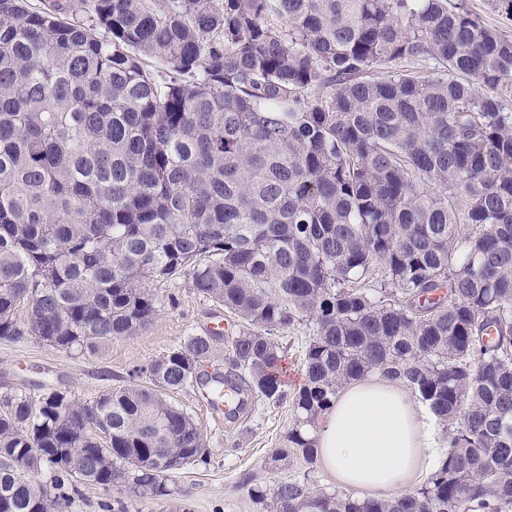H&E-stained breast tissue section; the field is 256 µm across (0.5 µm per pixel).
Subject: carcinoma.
<instances>
[{
    "label": "carcinoma",
    "instance_id": "carcinoma-1",
    "mask_svg": "<svg viewBox=\"0 0 512 512\" xmlns=\"http://www.w3.org/2000/svg\"><path fill=\"white\" fill-rule=\"evenodd\" d=\"M180 276L242 322L217 376L236 418L285 396L273 331L313 323L274 462H314L371 374L442 425L404 495L288 479L249 489L264 512H512V39L452 0H0V338L96 357ZM216 341L93 400H1L0 512H60L33 465L108 490L138 461L139 494L170 495L207 448L166 394Z\"/></svg>",
    "mask_w": 512,
    "mask_h": 512
}]
</instances>
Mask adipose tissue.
<instances>
[{
  "mask_svg": "<svg viewBox=\"0 0 512 512\" xmlns=\"http://www.w3.org/2000/svg\"><path fill=\"white\" fill-rule=\"evenodd\" d=\"M337 483L384 499L412 490L434 448L429 417L395 382L369 376L342 390L315 432Z\"/></svg>",
  "mask_w": 512,
  "mask_h": 512,
  "instance_id": "1",
  "label": "adipose tissue"
}]
</instances>
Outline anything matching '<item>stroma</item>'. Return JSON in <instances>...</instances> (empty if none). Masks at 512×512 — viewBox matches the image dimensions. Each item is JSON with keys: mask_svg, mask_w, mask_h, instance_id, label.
<instances>
[{"mask_svg": "<svg viewBox=\"0 0 512 512\" xmlns=\"http://www.w3.org/2000/svg\"><path fill=\"white\" fill-rule=\"evenodd\" d=\"M155 293L157 313L150 324L136 336L114 340L96 358H78L32 338L0 339V397L36 398L58 391L95 399L131 384L134 368L162 357L186 337L206 333L213 318L223 312L183 277L157 284ZM313 333L307 320L274 333L286 367L287 396L278 405L256 400L246 416L219 423L205 411L195 386L171 393V401L191 413L200 427L208 454L204 461L170 473L169 496L142 497L129 474L107 491L89 484L64 489V512H260L248 493L256 484L305 477L316 487L336 489L335 478L320 463L310 464L299 456L281 465L272 461L292 426L291 396L303 382L302 359Z\"/></svg>", "mask_w": 512, "mask_h": 512, "instance_id": "stroma-1", "label": "stroma"}]
</instances>
